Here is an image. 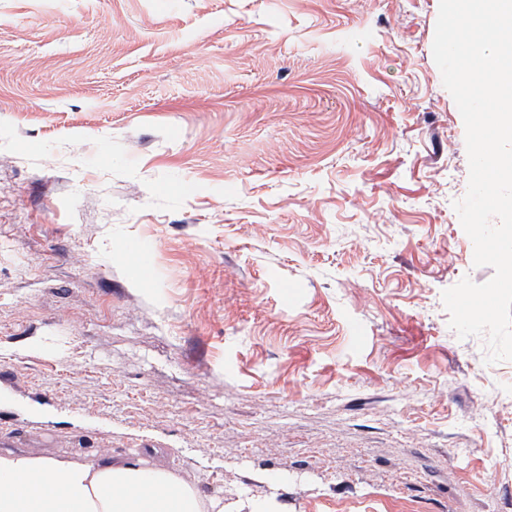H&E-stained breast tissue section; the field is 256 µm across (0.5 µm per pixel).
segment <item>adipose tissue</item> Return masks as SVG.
<instances>
[{"instance_id":"adipose-tissue-1","label":"adipose tissue","mask_w":512,"mask_h":512,"mask_svg":"<svg viewBox=\"0 0 512 512\" xmlns=\"http://www.w3.org/2000/svg\"><path fill=\"white\" fill-rule=\"evenodd\" d=\"M0 512H224V499L137 456L77 462L0 451Z\"/></svg>"}]
</instances>
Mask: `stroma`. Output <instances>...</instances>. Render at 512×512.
Segmentation results:
<instances>
[{
	"label": "stroma",
	"instance_id": "1",
	"mask_svg": "<svg viewBox=\"0 0 512 512\" xmlns=\"http://www.w3.org/2000/svg\"><path fill=\"white\" fill-rule=\"evenodd\" d=\"M438 9L0 0V449L281 512H512V361L442 302L494 270Z\"/></svg>",
	"mask_w": 512,
	"mask_h": 512
}]
</instances>
